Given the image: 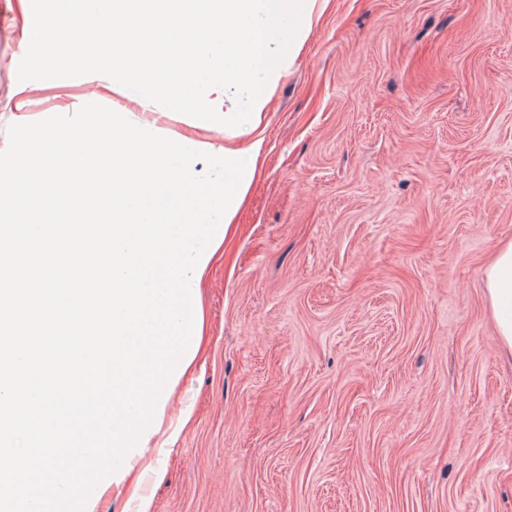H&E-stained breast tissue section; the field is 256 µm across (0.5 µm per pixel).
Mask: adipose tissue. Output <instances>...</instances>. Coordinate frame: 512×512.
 Instances as JSON below:
<instances>
[{
  "instance_id": "1",
  "label": "adipose tissue",
  "mask_w": 512,
  "mask_h": 512,
  "mask_svg": "<svg viewBox=\"0 0 512 512\" xmlns=\"http://www.w3.org/2000/svg\"><path fill=\"white\" fill-rule=\"evenodd\" d=\"M323 0H219L212 11L204 0H175L179 14H194L193 28L185 36L195 47L206 42L217 43L206 67L188 63L186 55L169 53L165 66L168 80L160 92L147 91L133 70L125 63L113 66V77L121 81L129 98L138 100L142 111L138 120H147L146 113L154 96L165 98L174 111L170 118L194 125L200 112L210 109L212 95L220 86L236 88L245 98V111H238L236 102H229L224 114V147L236 151L253 146L263 137V117L282 78L293 67L319 16ZM292 30L287 49L269 53L271 34L281 24ZM484 292L495 322L502 349L512 355V239L499 243L484 270ZM132 468L121 483L113 485L115 494L128 498L134 512H154L151 496L146 494L147 481H162L164 469L135 456Z\"/></svg>"
}]
</instances>
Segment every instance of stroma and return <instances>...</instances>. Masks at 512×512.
I'll return each mask as SVG.
<instances>
[{
  "label": "stroma",
  "instance_id": "1",
  "mask_svg": "<svg viewBox=\"0 0 512 512\" xmlns=\"http://www.w3.org/2000/svg\"><path fill=\"white\" fill-rule=\"evenodd\" d=\"M7 129L125 105L110 77L19 81ZM259 176L200 289L205 366L168 413L155 512H512V358L484 268L512 238V0H330L264 119ZM169 402V399H168ZM168 402L164 409V415L160 417L163 419L162 427L159 430V433L149 436V443L146 445V448H160L161 450H165V446L171 443H174L181 432L187 428L192 420V409L190 407H185L181 410L179 415L169 420V425L166 429L163 430L164 420L167 413Z\"/></svg>",
  "mask_w": 512,
  "mask_h": 512
}]
</instances>
